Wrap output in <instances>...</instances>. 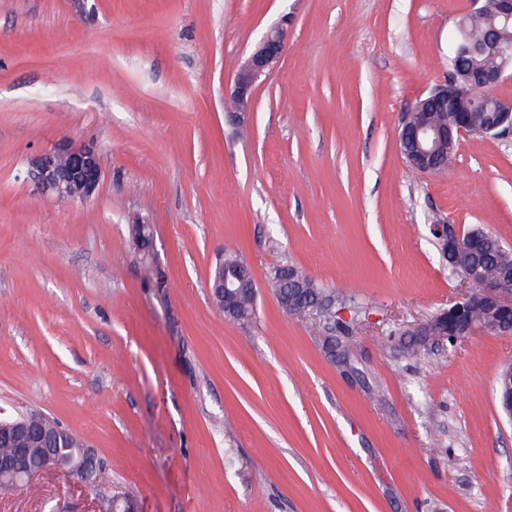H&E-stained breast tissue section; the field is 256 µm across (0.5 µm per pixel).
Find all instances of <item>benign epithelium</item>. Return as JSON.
Masks as SVG:
<instances>
[{
	"instance_id": "1",
	"label": "benign epithelium",
	"mask_w": 512,
	"mask_h": 512,
	"mask_svg": "<svg viewBox=\"0 0 512 512\" xmlns=\"http://www.w3.org/2000/svg\"><path fill=\"white\" fill-rule=\"evenodd\" d=\"M474 7L466 19L491 18V24L483 40L476 46L480 56L500 60L495 67L476 66L462 70L419 99L410 114L417 117L413 123L402 118L398 132L400 146L410 150V166L425 172L435 171L436 154L440 150H452L462 137L475 133L467 113L475 111L477 104L507 73L512 71V44L499 36L498 26L512 25V0H473ZM286 29L275 27L268 31L261 42L250 53L238 69L233 86L227 92L229 118L239 124L249 123L253 94L258 80L278 63L285 47ZM451 110L457 113L453 122H437L433 116ZM29 177L37 189L60 202L73 203L89 200L97 190L102 167L100 154L93 146L64 142L40 153L31 161ZM434 237L442 245L448 257V266L456 267V257L470 251L479 242L488 238L483 232L472 236L468 245H463L462 234L453 224L432 225ZM461 277L470 290L448 310L436 316L444 327L439 341H459L478 331L500 335L512 334V261L500 265L495 279H487L479 270L465 266ZM211 296L217 308L230 314L235 306L239 285L224 279L221 274L210 279ZM481 309L489 315V321L469 327L457 326L455 322L468 312ZM496 398L504 417L512 421V368H503L497 377ZM48 418L42 414L21 415L13 420L0 421V446L11 448V453L0 455V477L13 476L14 483L0 489L12 491L25 486L34 478L47 472H63L73 477L77 471L70 468L59 455L58 449L72 448L71 435L58 425L47 426ZM42 448L39 465L26 472L21 470L30 449Z\"/></svg>"
}]
</instances>
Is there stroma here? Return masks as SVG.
Masks as SVG:
<instances>
[{
  "instance_id": "35a3bbf8",
  "label": "stroma",
  "mask_w": 512,
  "mask_h": 512,
  "mask_svg": "<svg viewBox=\"0 0 512 512\" xmlns=\"http://www.w3.org/2000/svg\"><path fill=\"white\" fill-rule=\"evenodd\" d=\"M472 6L0 0V419L44 414L102 463L90 486L0 492V512H512L495 396L512 335L416 359L396 340L467 289L431 225L512 248V136L462 137L428 175L397 137ZM285 18L239 134L225 92ZM63 140L99 150L89 201L28 177ZM228 251L258 287L244 325L209 296ZM285 263L355 301L353 372L281 309L267 276Z\"/></svg>"
}]
</instances>
